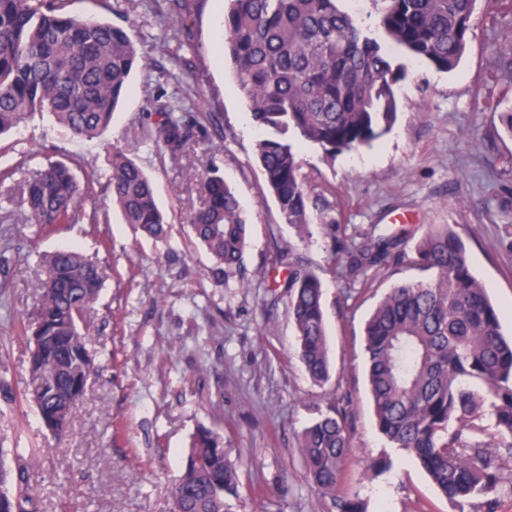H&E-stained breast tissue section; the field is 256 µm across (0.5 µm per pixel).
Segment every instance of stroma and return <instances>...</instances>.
Here are the masks:
<instances>
[{"label":"stroma","instance_id":"obj_1","mask_svg":"<svg viewBox=\"0 0 512 512\" xmlns=\"http://www.w3.org/2000/svg\"><path fill=\"white\" fill-rule=\"evenodd\" d=\"M128 8L126 26L147 68L136 69L120 112L93 138H78L52 114L35 112L0 136V171L22 160L71 161L92 180L87 206L107 223L74 225L36 235L24 216L0 201V247L20 249L0 270L12 320L0 318V442L33 452L29 481L39 512H174L172 488L196 429H219L244 492L225 499L226 512H336L311 484L299 453L303 429L329 406L346 415L351 435L343 490L367 512H476L441 495L426 473L379 435L367 387L363 328L394 285L422 274L409 263L370 272V288L353 286L333 253L372 228L449 225L466 244L470 267L512 336V137L499 114L512 107V0H478L467 50L456 69L441 72L390 53L405 76L396 85L397 119L378 143L336 154L299 145L301 174L314 202L311 234L297 241L282 223L254 160L263 135L224 59L217 20L224 0H194L175 15L170 0ZM199 71L195 109L212 116L184 165L149 134L158 120L150 89L162 84L172 55ZM120 149L152 179L169 224L153 240L124 224L107 189L108 163ZM218 170L236 191L249 224L241 270L215 283L210 259L197 247L188 219L202 203L199 185ZM292 244L325 286L331 375L314 384L296 353L287 298L269 304L265 289L247 287L272 264L273 241ZM97 253L112 269L91 314L88 347L98 375L62 436L48 431L25 397L30 346L21 318L31 309L37 256L68 244ZM389 455L392 468L366 476L367 462ZM261 485L262 495L248 493Z\"/></svg>","mask_w":512,"mask_h":512}]
</instances>
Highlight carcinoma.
I'll return each instance as SVG.
<instances>
[{
  "mask_svg": "<svg viewBox=\"0 0 512 512\" xmlns=\"http://www.w3.org/2000/svg\"><path fill=\"white\" fill-rule=\"evenodd\" d=\"M224 55L232 64L253 122L264 131L254 148L265 185L281 219L300 240L310 234L313 201L301 175L300 141L326 152L371 147L397 117L395 87L402 79L383 43L417 61L454 70L467 46L476 0H379L380 37L359 26L338 0H227ZM71 0H0V134L28 114L49 111L76 137L112 123L130 74L144 65L126 27L87 18ZM202 125L182 97L161 105L153 136L172 157L188 160ZM0 185L24 207L37 233L98 224L87 211L71 164L49 162L0 174ZM123 222L162 240L167 220L152 181L117 150L108 176ZM202 206L190 228L222 283L242 265L248 224L224 177L201 183ZM273 262L288 270V318L308 377L330 376L324 286L292 248L272 243ZM409 261L424 280L399 283L383 295L363 331L366 375L378 432L413 455L449 499L479 502L494 512L495 494L512 459V339L501 315L469 266L460 236L446 225L416 238L408 228L370 234L345 254L359 276ZM107 268L78 247L43 257L34 283L36 305L27 319L32 342L27 394L48 430L68 429L94 372L87 347L90 314ZM351 447L343 413L331 406L307 426L300 453L316 490L337 512H364L340 494ZM33 457L0 448V512H37L28 481ZM241 479L224 451V436L202 427L192 436L173 489L175 512H224V497Z\"/></svg>",
  "mask_w": 512,
  "mask_h": 512,
  "instance_id": "1",
  "label": "carcinoma"
}]
</instances>
